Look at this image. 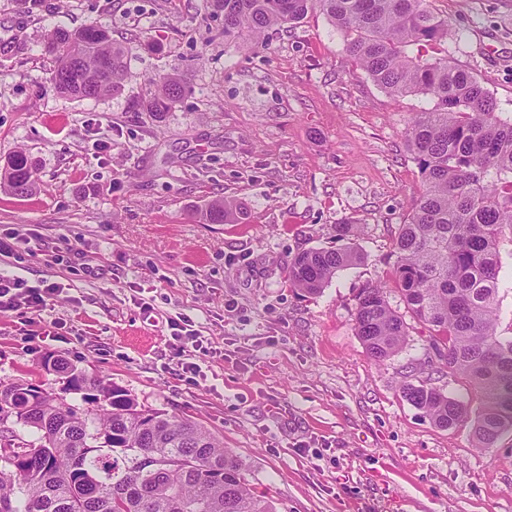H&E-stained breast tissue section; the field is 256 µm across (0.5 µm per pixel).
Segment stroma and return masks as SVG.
Masks as SVG:
<instances>
[{
  "label": "stroma",
  "mask_w": 512,
  "mask_h": 512,
  "mask_svg": "<svg viewBox=\"0 0 512 512\" xmlns=\"http://www.w3.org/2000/svg\"><path fill=\"white\" fill-rule=\"evenodd\" d=\"M428 4L454 33L449 61L512 118V0ZM87 25L129 48L116 94L50 82L47 33ZM176 74L188 89L155 118L143 103ZM432 106L377 86L316 9L252 51L225 39L209 0H0V167L23 151L35 170L30 197L0 187V241L27 285L62 288L0 314V381L79 402L40 369L65 357L142 408L201 423L277 512H512V430L478 446L481 394L442 369L394 283L422 187L408 123ZM218 198L241 218L208 223ZM345 223L362 261L319 293L294 288L290 260L336 247ZM376 283L408 326L382 364L355 330L356 296ZM408 377L467 418L434 426L403 397Z\"/></svg>",
  "instance_id": "stroma-1"
}]
</instances>
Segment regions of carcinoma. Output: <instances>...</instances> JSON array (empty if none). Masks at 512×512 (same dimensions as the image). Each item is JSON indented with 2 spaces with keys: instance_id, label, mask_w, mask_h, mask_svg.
Listing matches in <instances>:
<instances>
[{
  "instance_id": "obj_1",
  "label": "carcinoma",
  "mask_w": 512,
  "mask_h": 512,
  "mask_svg": "<svg viewBox=\"0 0 512 512\" xmlns=\"http://www.w3.org/2000/svg\"><path fill=\"white\" fill-rule=\"evenodd\" d=\"M210 7L224 15V36L253 48L269 29L317 8L377 86L434 101L408 128L423 188L395 239V276L409 312L434 331L440 361L482 393L475 435L490 447L512 429V337L497 332L500 247L512 243V119L500 118L482 82L448 55L409 53L412 46L444 45L451 35L426 0H210ZM44 49L55 58L50 81L57 91L90 99L120 90L128 48L106 31L57 28ZM185 91L183 78H168L145 109L160 118ZM4 179L14 195L31 194L29 157H11ZM234 210L216 200L206 216L222 224ZM356 238L357 225H336L344 245L296 255L291 285L321 291L361 261ZM355 329L380 362L407 336L403 316L378 285L357 295ZM41 367L63 376L87 407L52 402L49 387L0 382V512H276L270 498L249 488L240 457L194 420L142 409L128 391L63 359L47 357ZM402 394L439 428L467 416L459 400L427 383L406 381ZM21 427L36 438L24 439Z\"/></svg>"
}]
</instances>
